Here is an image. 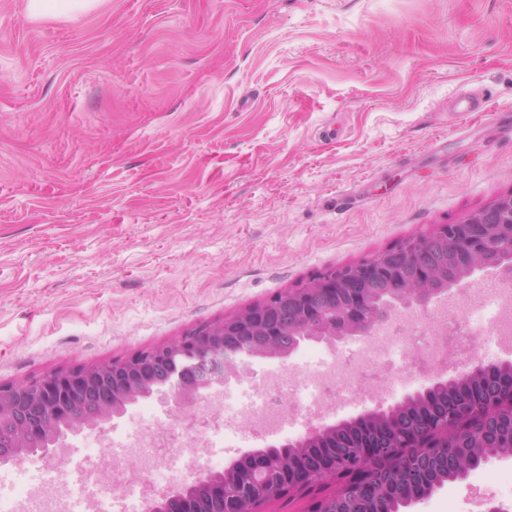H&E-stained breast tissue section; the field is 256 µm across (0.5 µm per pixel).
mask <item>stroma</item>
Masks as SVG:
<instances>
[{"label": "stroma", "instance_id": "1", "mask_svg": "<svg viewBox=\"0 0 512 512\" xmlns=\"http://www.w3.org/2000/svg\"><path fill=\"white\" fill-rule=\"evenodd\" d=\"M0 0V384L169 343L512 192V0ZM462 93L480 112L449 111ZM308 342L244 375L303 371ZM363 385L343 419L402 401ZM180 437L218 414L129 406ZM512 457L405 512H471Z\"/></svg>", "mask_w": 512, "mask_h": 512}]
</instances>
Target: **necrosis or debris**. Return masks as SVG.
<instances>
[{"label": "necrosis or debris", "instance_id": "necrosis-or-debris-1", "mask_svg": "<svg viewBox=\"0 0 512 512\" xmlns=\"http://www.w3.org/2000/svg\"><path fill=\"white\" fill-rule=\"evenodd\" d=\"M456 344H449V337ZM512 348V289L498 282H487L468 289L465 299L450 297L436 308L434 323H426L416 312H404L392 323L380 328L358 351V367L390 370L385 385L410 383L405 366L416 350L428 352L436 367L447 368L450 357L484 356L492 348ZM359 381L340 360L297 376L293 372L270 373L254 387L249 403L239 405L225 401L221 392H212L206 406L221 405L226 415L225 443L239 437L236 421H244L260 429H283L289 417L299 414L323 416L337 413L348 402L350 392L358 390ZM288 397L287 410H276L272 394ZM162 422L143 428L131 441L121 442L119 450L91 449V463H75L66 459L39 465L42 479L26 487L8 507L7 512H112L121 504L123 512H142L145 488L165 490L172 470H179L181 480L193 479V464L205 460L207 466H218L221 456L213 452V443L205 437L186 435L176 440L175 452L156 451V439L166 433ZM146 456L149 460L147 487L117 486L107 481L108 469L121 467L128 459Z\"/></svg>", "mask_w": 512, "mask_h": 512}]
</instances>
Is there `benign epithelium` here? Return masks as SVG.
Returning a JSON list of instances; mask_svg holds the SVG:
<instances>
[{
	"instance_id": "7a95c632",
	"label": "benign epithelium",
	"mask_w": 512,
	"mask_h": 512,
	"mask_svg": "<svg viewBox=\"0 0 512 512\" xmlns=\"http://www.w3.org/2000/svg\"><path fill=\"white\" fill-rule=\"evenodd\" d=\"M450 231L461 274L458 281L450 283L443 272L422 265L417 272L422 287H399L372 295L369 280L385 276L399 281L403 265L418 254L425 238L411 237L386 249L367 266L331 270L289 289L286 297L297 307L300 324L286 334L277 331L275 304L269 300L124 360L49 373L17 385L0 384V461L31 456L55 459L56 449L69 435L100 428L122 416L127 406L160 391L172 409L182 412L238 376L248 359L284 360L308 341L334 347L352 337H368L400 309L439 302L452 287L467 284L477 272L500 271L506 280L512 279L511 264L491 266L483 261L485 253L500 247L512 256V192L501 195L487 210H475L454 224L438 225L434 236L446 239ZM490 409L512 413V358L488 365L465 358L453 374L437 375L430 385L400 402L387 407L380 404L339 424L320 420L302 436L243 453L222 472L201 471L194 479L149 498L145 512H171V505L181 499L192 503L193 512H254L246 506L251 500L253 473L272 469L293 448H334L336 456L343 457L350 447L347 438L354 435L368 437L367 451L356 468L361 477L349 475L346 486L356 488L366 502L382 495L377 473L383 465L409 459L414 448H445L450 438L465 452H445L437 466L453 471L462 481L470 471L503 453L492 432L474 440L466 427ZM399 423H416L421 431L393 448L388 431ZM329 475L327 467L311 475L299 472L295 483L311 492L319 479ZM441 487L433 474L413 472L410 491L403 499L412 505Z\"/></svg>"
}]
</instances>
